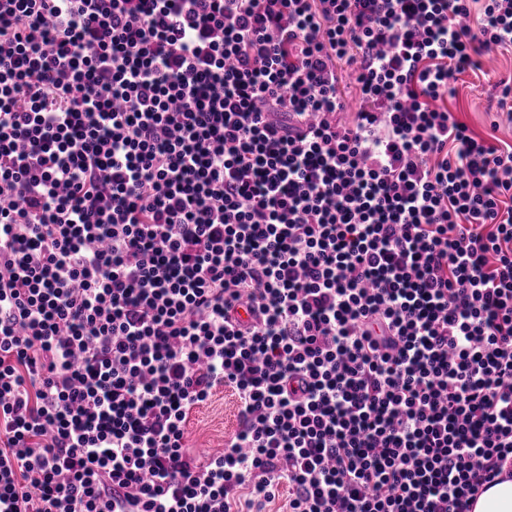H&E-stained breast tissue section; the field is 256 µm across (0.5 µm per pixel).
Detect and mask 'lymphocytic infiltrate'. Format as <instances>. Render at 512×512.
Listing matches in <instances>:
<instances>
[{
	"instance_id": "obj_1",
	"label": "lymphocytic infiltrate",
	"mask_w": 512,
	"mask_h": 512,
	"mask_svg": "<svg viewBox=\"0 0 512 512\" xmlns=\"http://www.w3.org/2000/svg\"><path fill=\"white\" fill-rule=\"evenodd\" d=\"M509 47L512 0H0V512L511 480L512 144L446 105ZM236 395L232 389L221 387L206 404L190 413L186 444L192 454L199 456L224 449L225 443L237 430Z\"/></svg>"
}]
</instances>
